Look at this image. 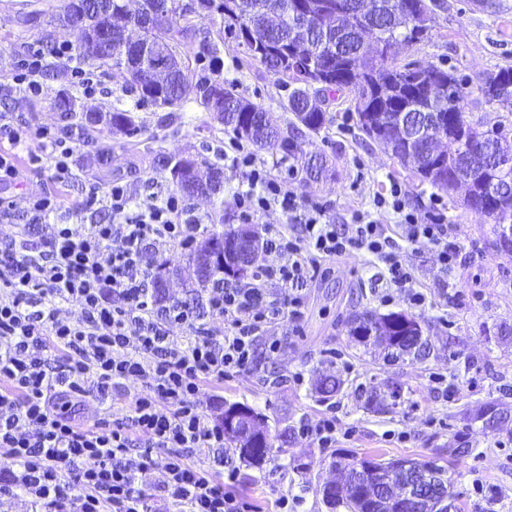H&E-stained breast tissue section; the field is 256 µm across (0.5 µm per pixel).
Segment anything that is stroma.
I'll use <instances>...</instances> for the list:
<instances>
[{
	"label": "stroma",
	"mask_w": 512,
	"mask_h": 512,
	"mask_svg": "<svg viewBox=\"0 0 512 512\" xmlns=\"http://www.w3.org/2000/svg\"><path fill=\"white\" fill-rule=\"evenodd\" d=\"M64 0H0V82L6 81L26 47L32 42L52 44L67 40L80 44L79 29L60 26L52 16ZM429 21L430 37L403 57L432 63L453 72L466 84L465 110L483 129H501L512 136V105L487 101L479 90L487 73L512 66V0H440ZM41 11L40 21L24 23L25 15ZM190 27L182 56L192 73L205 70L199 49L217 46L220 74L225 87L260 104L273 124L289 129L296 118L288 109L289 85L279 80L209 17L188 14ZM45 91L36 98L0 100L13 121L34 126L61 127L55 100L69 90L67 71L52 66L43 79ZM126 78L115 69L101 76V92L83 99L88 109L119 107L133 111L142 122L141 134L128 137L100 132V141L112 146V175L132 184L141 196L170 192L165 174L151 166L155 153L190 152L214 162L229 148L230 131L218 122L202 124L197 105L177 110L160 122V110L137 105L126 90ZM351 94L339 95L327 108L328 122L316 134H306L305 157L285 158L294 166L293 191L327 202V217L334 224L352 223L356 213L372 208L375 195L391 182L406 191L409 208L427 211L440 200L452 224L466 262L449 278H442L433 246H406L415 287L426 297L423 306L411 305L403 292L394 291L391 302H381L384 282L369 271L368 256L328 261L311 284L299 331L283 327L282 348L276 355L259 354L255 371L225 381L218 388L222 402L240 403L260 413L270 433L295 428L335 406L339 418L336 445L320 448L293 436L285 451L273 461L254 468L232 450L224 464L236 468L238 489L259 512H274L275 500L284 493L298 496V512H327L322 504L323 483L333 477L335 454L378 459L428 457L447 460L449 447L465 438L470 453L462 464L449 468L452 502L459 512H512V421L489 432L469 424L465 414L474 406L495 402L512 413V253L491 243V220L467 209L459 194H448L420 181L384 147L370 141L358 128L349 106ZM320 165L318 174L306 173L307 164ZM100 165L90 144H82L80 170L68 184L58 183L50 168L31 165L24 181L7 191L14 199L58 193L65 208L83 200L89 180ZM363 310L379 315L404 312L420 317L423 334L434 349L423 360L411 357L390 363L382 349L365 347L348 332L351 316ZM301 373V385H272V378ZM333 374L343 385L324 401L313 390L314 379ZM455 384L452 397L442 394L443 382ZM381 392L398 387L397 410L373 412L363 406L359 387ZM483 491H475L474 480Z\"/></svg>",
	"instance_id": "35a3bbf8"
}]
</instances>
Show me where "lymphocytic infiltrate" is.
<instances>
[{
	"instance_id": "obj_1",
	"label": "lymphocytic infiltrate",
	"mask_w": 512,
	"mask_h": 512,
	"mask_svg": "<svg viewBox=\"0 0 512 512\" xmlns=\"http://www.w3.org/2000/svg\"><path fill=\"white\" fill-rule=\"evenodd\" d=\"M75 55L66 41L30 43L0 94L39 96L44 72L62 64L71 85L95 96L96 75ZM80 150L49 127L1 123L0 186L23 182L29 163L67 183ZM230 165L247 172V189L233 195L242 223L270 210L287 222L265 228L263 246L278 262L206 289L200 309L162 304L150 283L148 251L187 247L208 229L177 193L143 200L116 178L90 186L73 210L50 191L22 208L0 196V223L13 227L0 243V504L21 497L32 512H257L235 490L237 471L200 458L224 446L208 387L253 371L258 351L280 349V327L301 321L326 261L367 252L381 262V280L417 306L425 298L413 289L403 244L432 245L441 273L460 263L451 225L406 210L399 183L340 229L325 202L298 197L243 145ZM34 225L37 247L28 240Z\"/></svg>"
}]
</instances>
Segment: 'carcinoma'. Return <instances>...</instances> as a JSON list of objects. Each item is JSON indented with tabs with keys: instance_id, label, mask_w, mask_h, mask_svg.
Returning a JSON list of instances; mask_svg holds the SVG:
<instances>
[{
	"instance_id": "1",
	"label": "carcinoma",
	"mask_w": 512,
	"mask_h": 512,
	"mask_svg": "<svg viewBox=\"0 0 512 512\" xmlns=\"http://www.w3.org/2000/svg\"><path fill=\"white\" fill-rule=\"evenodd\" d=\"M171 16L157 15L155 0H142L139 16L142 26L138 36L129 34L130 16L126 0H91L96 15L83 17L66 3L55 14V21L68 26L79 25L85 36L78 48L80 62L92 68H123L129 75L128 91L137 102L150 103L157 108L181 107L190 97L207 105L206 97L214 88H224V118L220 124L229 128L237 138L252 143L260 150L279 151L288 156L304 152V140L294 132H282L266 118V112L254 103L224 87V83L203 78L193 81L182 61L180 47L187 38L181 26L186 9L181 0H169ZM362 0H196L198 12L219 21L224 32L246 48L249 56L275 74L288 76L298 61L309 64L306 77L294 78L298 84L288 96V109L308 131L318 133L328 122L326 97L346 89L359 100L354 106L356 123L366 136L382 138L391 156L402 165L413 164L411 149L403 136L402 113L419 116L421 123L438 120L446 133L453 136L448 154L416 168L417 175L444 191H453L461 184L466 187L463 204L468 209L493 221L492 243L500 246L505 230L512 229V137L501 131L481 129L471 122L465 111L468 96L466 87L457 77L434 64L398 61L399 50L422 41L428 27L426 22L438 0H371L368 13L361 12ZM284 16L281 29L253 42L249 33L261 27L266 15ZM319 14L336 15V26L323 29L313 22ZM370 33L375 50L364 48L362 39ZM162 55L168 62L169 80L162 84L155 99L147 98L142 85L143 48ZM484 98L512 104V67H502L488 74L479 87ZM63 130L71 135H85L86 126L102 125L110 132L134 135L141 131L132 112L114 108L108 111H85L71 96L57 101ZM153 168L168 174V180L179 191L183 183L174 180L171 158L157 153ZM495 178L505 190L491 198L486 181ZM192 182L210 188L216 196L223 191L224 170L216 162L199 161ZM210 227L190 249L189 259L202 262L198 267L201 288L218 287L226 282H241L252 269L240 271L233 264V255L221 264L205 260L209 254L230 244L242 233V228L222 231L224 207L213 211ZM349 335L365 346L381 345L385 358L397 361L405 356L422 360L429 356L431 344L423 338L418 318L401 312L377 316L370 311L356 313L350 320ZM341 380L323 375L315 384V392L324 400L336 395ZM367 409L379 412L397 405L400 394L385 397L377 390L361 388ZM498 415V421H487L486 429L494 432L508 415L492 404L479 408L472 420L487 413ZM228 440L243 461L261 467L274 457L273 445L243 428L237 432L224 429ZM352 471H361L363 483L347 485L343 490L323 493V502L330 512H407L403 503L388 496L387 485H405L410 474L402 469L405 458L383 462L373 457H337Z\"/></svg>"
}]
</instances>
